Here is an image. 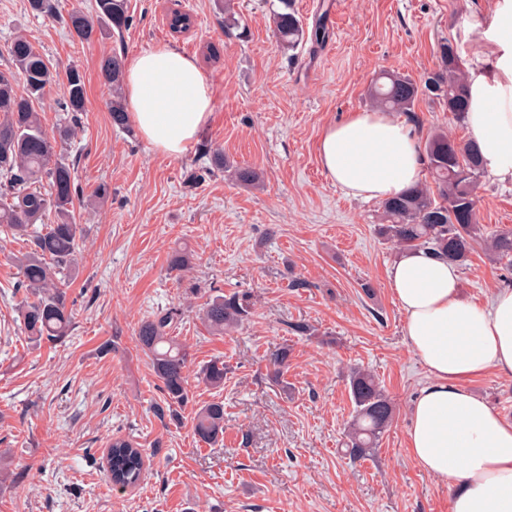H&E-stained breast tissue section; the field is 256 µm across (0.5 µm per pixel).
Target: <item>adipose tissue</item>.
I'll return each mask as SVG.
<instances>
[{
    "instance_id": "ef3b65f1",
    "label": "adipose tissue",
    "mask_w": 512,
    "mask_h": 512,
    "mask_svg": "<svg viewBox=\"0 0 512 512\" xmlns=\"http://www.w3.org/2000/svg\"><path fill=\"white\" fill-rule=\"evenodd\" d=\"M484 36L492 49L476 50L470 62L467 125L487 168L512 182V0H496ZM126 93L133 124L172 158L191 148L211 116L210 83L170 45L129 60ZM319 160L331 182L366 199L402 194L423 170L416 133L382 112H356L328 126ZM388 285L430 377L411 411L413 459L451 484V512H512V425L467 387L491 369L512 377V289L484 306L466 302L457 267L421 249L399 256Z\"/></svg>"
}]
</instances>
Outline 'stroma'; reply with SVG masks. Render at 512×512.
I'll use <instances>...</instances> for the list:
<instances>
[{
  "label": "stroma",
  "instance_id": "obj_1",
  "mask_svg": "<svg viewBox=\"0 0 512 512\" xmlns=\"http://www.w3.org/2000/svg\"><path fill=\"white\" fill-rule=\"evenodd\" d=\"M490 0H294L306 34L325 23L322 47L278 48L270 0H235L240 28L226 30L216 0H129L122 36L79 40L60 21L33 14L28 0H0V68L7 47L27 37L57 73L85 72L86 110L67 146L90 201L78 207L85 233L67 283L74 329L33 345L21 330L15 258L24 240L0 231V512H450L446 483L412 459L411 407L429 376L405 334L388 287L399 256L375 232L381 203L347 196L319 162L323 130L369 111L371 83L384 70L421 79L436 70L439 44L470 61L490 21ZM190 13L193 27L170 34L166 15ZM170 44L194 58L213 91L212 114L195 147L160 153L138 131L113 127L112 92L102 60L131 58ZM412 126L419 139L441 128L465 141V124L423 99ZM214 148L264 177L262 188L221 172L202 173L201 148ZM105 184L109 193L95 200ZM486 231L512 229V183L485 175L477 191ZM187 247L181 278L167 275L169 253ZM250 293L248 321L210 333L202 308L212 289ZM512 288V266L476 248L460 270V297L482 305ZM171 309L172 333L190 353L192 402L158 415L162 402L136 333ZM315 327L312 336L290 324ZM288 350L274 378L269 354ZM224 363V384L200 378ZM370 370L395 405L372 457L340 455L354 416L351 368ZM469 389L512 422V378L490 370ZM224 404V436L200 441L196 407ZM143 452L139 482L121 491L106 479L112 438Z\"/></svg>",
  "mask_w": 512,
  "mask_h": 512
}]
</instances>
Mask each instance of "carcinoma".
<instances>
[{
	"label": "carcinoma",
	"instance_id": "cac0c4a2",
	"mask_svg": "<svg viewBox=\"0 0 512 512\" xmlns=\"http://www.w3.org/2000/svg\"><path fill=\"white\" fill-rule=\"evenodd\" d=\"M282 9L273 12V35L279 45L295 50L303 43V23L291 7V0H279ZM37 15L57 17L82 40L103 31L122 34L131 25L128 0H95V17L74 7L63 15L57 0H28ZM173 34L193 26L187 12L173 10L167 15ZM440 67L416 81L399 71L380 73L368 90L372 104L383 111L401 112L414 118L416 103L423 97L443 101L451 117L459 123L468 112V87L458 48L450 42L439 46ZM13 68L0 70V227L13 236H22L29 250L17 258L20 278L16 289L34 299L21 306L23 330L28 340L59 341L74 326L72 308L64 288L65 271L76 261L83 227L78 224L75 203L80 200L74 163L64 155L62 144L73 138L85 112L86 83L77 65L65 71V95L56 132L48 134L40 122L35 103L44 99L57 75L44 56L24 37L8 46ZM124 60L113 55L102 65L104 83L119 94ZM23 84L24 92L17 90ZM112 125L127 127L129 116L120 98L112 102ZM214 169L229 172L243 186L259 188L262 174L224 157L219 150L205 149ZM424 165L430 181L418 183L404 193L382 203L384 223L377 233L393 248L424 249L463 267L470 261L475 245L497 260L512 264V230H495L481 237L476 193L486 172L484 159L471 141L456 143L443 130L426 138ZM41 228H36V225ZM253 309L248 294L214 295L204 304L202 318L216 334L229 332L248 319ZM177 313L159 311L144 320L137 332L140 349L151 362L168 407L189 402L186 368L189 352L177 337L170 335ZM274 377L288 368V350L278 349L268 356ZM203 380L214 388L224 385V363L214 360L201 370ZM350 391L355 416L345 434V455L353 461L365 460L377 447L390 426L394 404L375 376L356 369L350 375ZM193 432L206 443L224 435V404L212 402L198 407ZM144 468L142 451L133 440L116 437L106 455V477L114 485L132 486Z\"/></svg>",
	"mask_w": 512,
	"mask_h": 512
}]
</instances>
